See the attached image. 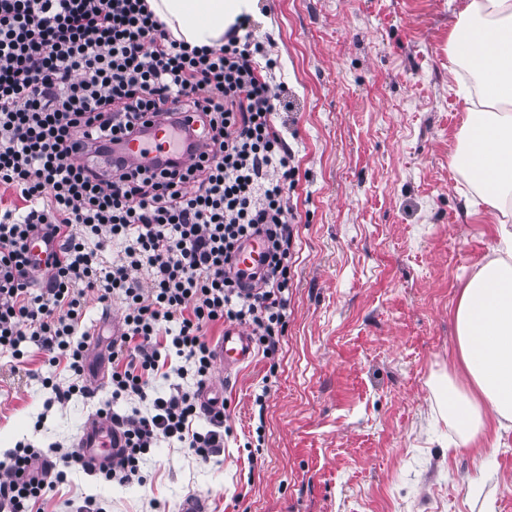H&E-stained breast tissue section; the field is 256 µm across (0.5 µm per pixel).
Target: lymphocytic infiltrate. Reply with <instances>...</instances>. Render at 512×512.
<instances>
[{
    "label": "lymphocytic infiltrate",
    "instance_id": "lymphocytic-infiltrate-1",
    "mask_svg": "<svg viewBox=\"0 0 512 512\" xmlns=\"http://www.w3.org/2000/svg\"><path fill=\"white\" fill-rule=\"evenodd\" d=\"M251 25L243 18L223 44L198 48L173 39L147 0H0V189L24 204L0 207V352L21 364L35 346L76 377L58 400L87 394L77 335L87 297L123 303L109 384L113 400L139 406L112 417L125 446L108 481L140 479L163 440L204 462L220 453L224 409L203 407L199 392L210 330L249 326L271 361L288 331L298 169L274 124L276 62ZM159 118L175 121L190 161L102 162ZM38 235L51 245L39 282L27 247ZM253 235L266 240V266L246 288L233 262ZM110 243L107 262L99 250ZM171 352L196 387L150 395ZM199 417L208 430H194ZM39 456L23 444L0 463V512H34L64 480L44 481Z\"/></svg>",
    "mask_w": 512,
    "mask_h": 512
}]
</instances>
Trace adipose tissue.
Segmentation results:
<instances>
[{
    "mask_svg": "<svg viewBox=\"0 0 512 512\" xmlns=\"http://www.w3.org/2000/svg\"><path fill=\"white\" fill-rule=\"evenodd\" d=\"M175 39L222 44L256 0H148ZM448 71L480 89L465 97L466 119L450 165L468 178L491 216L498 243L464 281L455 307L453 368L432 376L448 451L512 429V0H460L448 30Z\"/></svg>",
    "mask_w": 512,
    "mask_h": 512,
    "instance_id": "obj_1",
    "label": "adipose tissue"
}]
</instances>
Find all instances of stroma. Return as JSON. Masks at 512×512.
Here are the masks:
<instances>
[{"label":"stroma","mask_w":512,"mask_h":512,"mask_svg":"<svg viewBox=\"0 0 512 512\" xmlns=\"http://www.w3.org/2000/svg\"><path fill=\"white\" fill-rule=\"evenodd\" d=\"M256 35L287 90L275 125L295 155L299 225L277 369L255 356L224 377L222 455L177 444L145 482L68 472L43 512L93 496L106 512H512V430L449 454L430 423L431 376L452 367L464 280L496 244L472 187L450 167L465 104L445 51L453 0H258ZM122 306L88 296L89 395L31 350L0 355V460L26 442L77 443L113 402L103 355ZM51 385H44V378Z\"/></svg>","instance_id":"stroma-1"}]
</instances>
